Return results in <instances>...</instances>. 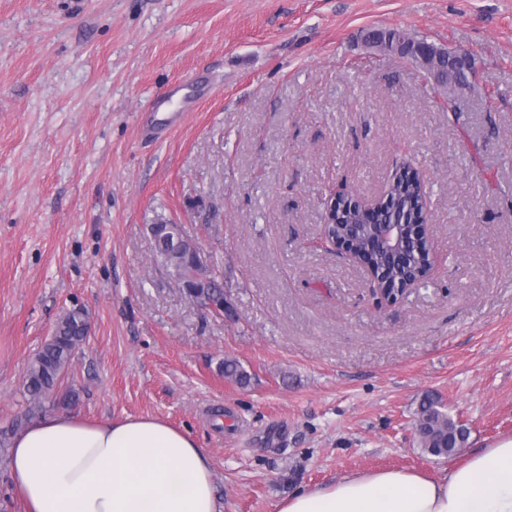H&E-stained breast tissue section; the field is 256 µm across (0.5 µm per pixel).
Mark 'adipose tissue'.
I'll use <instances>...</instances> for the list:
<instances>
[{"mask_svg": "<svg viewBox=\"0 0 512 512\" xmlns=\"http://www.w3.org/2000/svg\"><path fill=\"white\" fill-rule=\"evenodd\" d=\"M10 472L25 512H217L204 450L158 418L42 417L14 436ZM276 512H512V437L438 475L388 469L301 489Z\"/></svg>", "mask_w": 512, "mask_h": 512, "instance_id": "ef3b65f1", "label": "adipose tissue"}]
</instances>
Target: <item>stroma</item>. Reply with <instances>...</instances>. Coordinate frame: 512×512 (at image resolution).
<instances>
[{
	"instance_id": "1",
	"label": "stroma",
	"mask_w": 512,
	"mask_h": 512,
	"mask_svg": "<svg viewBox=\"0 0 512 512\" xmlns=\"http://www.w3.org/2000/svg\"><path fill=\"white\" fill-rule=\"evenodd\" d=\"M396 27L474 56L460 111L363 38ZM197 73L210 96L144 137L154 94ZM405 165L434 271L387 305L319 240L330 193L382 199ZM152 224L202 249L224 317L155 261ZM74 307L89 333L47 413L189 431L221 512L438 474L411 429L427 392L465 454L511 437L512 0H0V431Z\"/></svg>"
}]
</instances>
